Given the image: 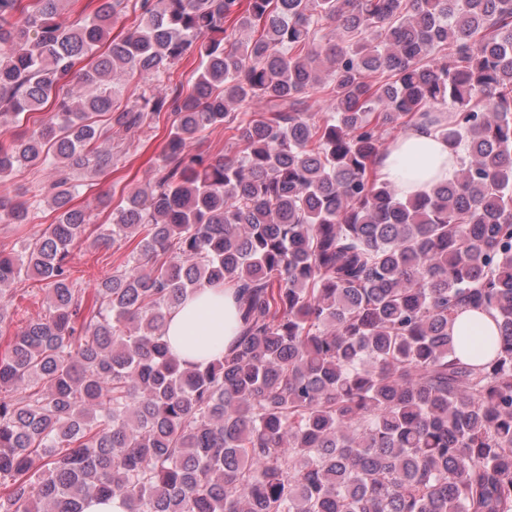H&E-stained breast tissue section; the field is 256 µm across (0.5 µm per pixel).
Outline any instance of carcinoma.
<instances>
[{
  "label": "carcinoma",
  "instance_id": "1",
  "mask_svg": "<svg viewBox=\"0 0 512 512\" xmlns=\"http://www.w3.org/2000/svg\"><path fill=\"white\" fill-rule=\"evenodd\" d=\"M60 2L0 0V180L51 167L58 213L0 251V325L25 276L47 296L0 356V512H512V0H91L69 29ZM190 55L191 92L115 100ZM163 112L154 186L90 228L73 172L112 166L98 118ZM418 122L461 169L405 197L373 163ZM217 126L233 155L187 152ZM37 219L0 197V223ZM91 236L136 245L89 294L69 256ZM204 285L236 290L242 332L200 368L165 331ZM470 305L498 315L479 364L448 334Z\"/></svg>",
  "mask_w": 512,
  "mask_h": 512
}]
</instances>
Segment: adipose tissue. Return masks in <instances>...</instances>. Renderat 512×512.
<instances>
[{
	"label": "adipose tissue",
	"mask_w": 512,
	"mask_h": 512,
	"mask_svg": "<svg viewBox=\"0 0 512 512\" xmlns=\"http://www.w3.org/2000/svg\"><path fill=\"white\" fill-rule=\"evenodd\" d=\"M460 151L450 148L426 124L409 127L374 162L378 179L406 196L430 191L436 184L455 181ZM238 314L232 291L198 288L169 317L166 336L183 362L207 365L228 347L237 333Z\"/></svg>",
	"instance_id": "obj_1"
}]
</instances>
